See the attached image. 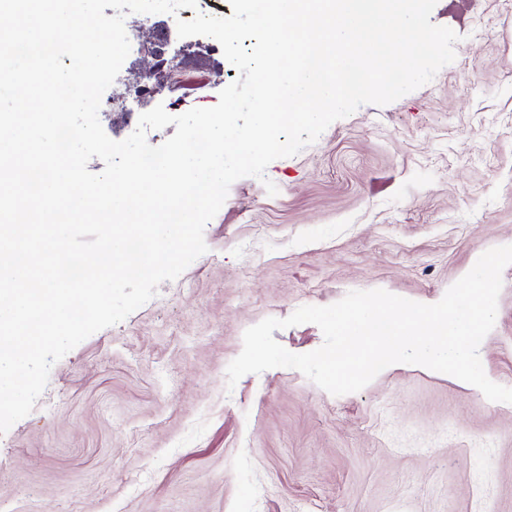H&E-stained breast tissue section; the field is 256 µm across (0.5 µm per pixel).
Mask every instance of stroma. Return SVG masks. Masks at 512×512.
Listing matches in <instances>:
<instances>
[{"instance_id":"35a3bbf8","label":"stroma","mask_w":512,"mask_h":512,"mask_svg":"<svg viewBox=\"0 0 512 512\" xmlns=\"http://www.w3.org/2000/svg\"><path fill=\"white\" fill-rule=\"evenodd\" d=\"M431 21L460 37L451 64L235 181L207 253L52 366L0 435V512H512V404L451 376L396 364L342 396L292 368L227 384L265 318L353 290L433 304L478 255L512 245V10L438 0ZM125 27L167 29L179 68L132 100L146 64L131 49L104 93L116 109L99 116L113 140L156 105H216L238 76L215 39L178 37L173 15ZM502 281L479 356L512 387V265Z\"/></svg>"}]
</instances>
